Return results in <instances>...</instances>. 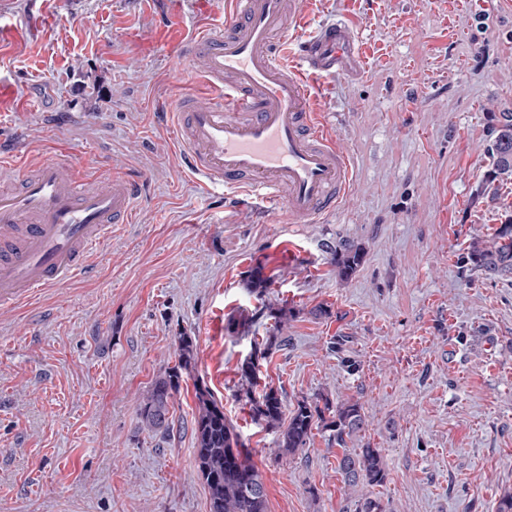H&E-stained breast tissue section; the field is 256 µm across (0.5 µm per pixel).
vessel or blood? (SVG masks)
<instances>
[{"instance_id":"1","label":"vessel or blood","mask_w":512,"mask_h":512,"mask_svg":"<svg viewBox=\"0 0 512 512\" xmlns=\"http://www.w3.org/2000/svg\"><path fill=\"white\" fill-rule=\"evenodd\" d=\"M307 0H231L220 32L184 46L205 87L176 103L173 123L188 172L206 189L283 206L289 223L335 211L350 159L311 110L312 77L357 75V28L339 21L293 45ZM139 199L131 177L87 186L73 167L39 161L20 190L0 187V304L86 273L113 225L130 223Z\"/></svg>"}]
</instances>
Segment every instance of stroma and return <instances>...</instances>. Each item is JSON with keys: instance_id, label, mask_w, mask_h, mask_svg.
Wrapping results in <instances>:
<instances>
[{"instance_id": "1", "label": "stroma", "mask_w": 512, "mask_h": 512, "mask_svg": "<svg viewBox=\"0 0 512 512\" xmlns=\"http://www.w3.org/2000/svg\"><path fill=\"white\" fill-rule=\"evenodd\" d=\"M224 2L0 0V159L18 176L60 157L101 187L144 181L89 274L0 306V512H209L198 382L259 469L268 512H345L353 496L387 512H495L512 493V278H464L457 258L512 217V180L473 196L492 163L489 116L512 110V0H309L295 40L346 20L365 49L358 76L314 80L312 107L352 171L317 224L227 209L171 136L169 111L200 90L182 45L221 28ZM341 240L364 252L345 282L330 255ZM257 268L271 280L261 299L246 289ZM264 304L296 316L228 331ZM275 332L262 381L291 404L320 392L362 403L384 485L347 492L327 433L282 456L252 421L237 367L251 337ZM182 333L196 366L155 434L137 407Z\"/></svg>"}]
</instances>
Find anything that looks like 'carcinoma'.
<instances>
[{
  "mask_svg": "<svg viewBox=\"0 0 512 512\" xmlns=\"http://www.w3.org/2000/svg\"><path fill=\"white\" fill-rule=\"evenodd\" d=\"M495 137L487 146L492 167L485 182L492 184L502 176L512 174V112L490 115ZM336 275L347 280L361 265L363 248L351 242H341L330 249ZM463 270L478 273L484 279L512 275V218L506 220L488 239H476L458 257ZM248 291L259 298L270 287L269 279L255 270L247 280ZM263 315H240L229 319L227 329L234 333L258 322ZM276 336L267 338L266 348L253 343V351L238 368L242 389L239 399L249 404L254 422L278 433L282 454L293 455L309 444L312 432L320 429L329 440L343 449L337 457L336 470L344 484L354 489L360 485H382L388 475L387 465L379 449L366 443L353 451L348 443L357 439L367 427L363 405L347 400L333 402L327 396L303 398L288 407L279 389L260 383L259 359L266 357ZM196 337L181 334L176 339V364L153 381L138 406L142 425L151 432L165 433L170 428L169 405L183 381V375L193 370L196 361ZM196 412L194 416L195 465L205 484L209 512H267V494L262 475L242 448L239 436L224 414V406L210 389L194 385ZM348 512H386L378 499L359 498L350 502Z\"/></svg>",
  "mask_w": 512,
  "mask_h": 512,
  "instance_id": "carcinoma-1",
  "label": "carcinoma"
}]
</instances>
